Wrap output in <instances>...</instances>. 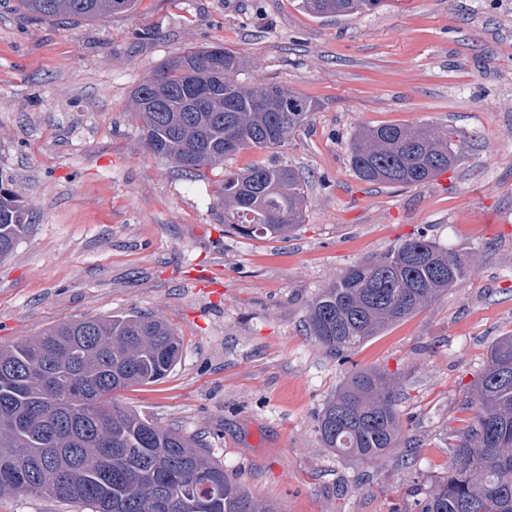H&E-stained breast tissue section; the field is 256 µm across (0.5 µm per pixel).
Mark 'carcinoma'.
<instances>
[{
  "instance_id": "cac0c4a2",
  "label": "carcinoma",
  "mask_w": 512,
  "mask_h": 512,
  "mask_svg": "<svg viewBox=\"0 0 512 512\" xmlns=\"http://www.w3.org/2000/svg\"><path fill=\"white\" fill-rule=\"evenodd\" d=\"M140 0H19L43 18L89 20L133 13ZM382 0H299L315 17L360 16ZM248 65L222 47L167 59L133 91L148 148L189 176L224 165L243 149L282 146L313 111L277 84L238 80ZM446 127H363L350 163L368 183L420 185L460 160ZM307 186L290 165L256 164L224 174V227L285 240L303 223ZM29 208L0 174V257L27 229ZM469 272L466 255L422 234L351 266L310 303L307 326L324 349L355 351L429 307ZM181 342L151 314L60 323L0 346V497L54 488L53 497L93 512H278L251 496L205 453L197 434L163 427L112 401V393L157 383L177 365ZM475 416L454 432L448 468L432 479L418 512H512V334L491 346L468 390ZM401 383L378 368L350 374L325 404L317 432L336 454L377 464L402 440Z\"/></svg>"
}]
</instances>
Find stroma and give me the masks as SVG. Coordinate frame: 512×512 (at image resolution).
<instances>
[{
    "mask_svg": "<svg viewBox=\"0 0 512 512\" xmlns=\"http://www.w3.org/2000/svg\"><path fill=\"white\" fill-rule=\"evenodd\" d=\"M220 45L245 83L308 99L276 153L240 151L190 177L156 156L130 105L168 58ZM445 126L459 166L422 185L353 171L359 127ZM279 161L307 181L288 240L228 235L218 180ZM0 173L32 216L0 259V345L69 320L160 314L181 340L163 380L115 401L203 435L210 458L279 512H417L489 346L512 333V0H383L319 18L296 0H141L103 20L41 19L0 0ZM471 271L424 311L352 354L307 331L309 304L347 267L418 232ZM399 374L402 454L367 465L324 448L318 416L355 368Z\"/></svg>",
    "mask_w": 512,
    "mask_h": 512,
    "instance_id": "obj_1",
    "label": "stroma"
}]
</instances>
